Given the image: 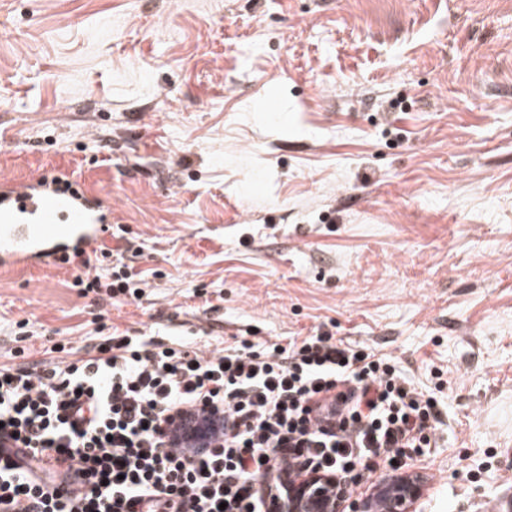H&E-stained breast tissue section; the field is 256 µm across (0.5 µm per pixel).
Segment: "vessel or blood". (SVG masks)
Returning a JSON list of instances; mask_svg holds the SVG:
<instances>
[{
	"label": "vessel or blood",
	"mask_w": 512,
	"mask_h": 512,
	"mask_svg": "<svg viewBox=\"0 0 512 512\" xmlns=\"http://www.w3.org/2000/svg\"><path fill=\"white\" fill-rule=\"evenodd\" d=\"M112 199L85 196L61 183L0 180V269L57 262L105 239Z\"/></svg>",
	"instance_id": "1"
}]
</instances>
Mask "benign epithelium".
I'll return each mask as SVG.
<instances>
[{
    "mask_svg": "<svg viewBox=\"0 0 512 512\" xmlns=\"http://www.w3.org/2000/svg\"><path fill=\"white\" fill-rule=\"evenodd\" d=\"M423 496L424 481L416 472L386 477L358 496L332 475L303 473L292 478L268 512H415Z\"/></svg>",
    "mask_w": 512,
    "mask_h": 512,
    "instance_id": "benign-epithelium-1",
    "label": "benign epithelium"
}]
</instances>
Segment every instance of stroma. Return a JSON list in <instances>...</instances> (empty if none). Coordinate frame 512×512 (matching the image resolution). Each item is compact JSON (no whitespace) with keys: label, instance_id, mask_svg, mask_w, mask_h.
<instances>
[{"label":"stroma","instance_id":"obj_1","mask_svg":"<svg viewBox=\"0 0 512 512\" xmlns=\"http://www.w3.org/2000/svg\"><path fill=\"white\" fill-rule=\"evenodd\" d=\"M72 169L151 286L0 270V364L321 326L444 400L423 512L512 500V0H0V179Z\"/></svg>","mask_w":512,"mask_h":512}]
</instances>
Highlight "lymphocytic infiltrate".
I'll return each instance as SVG.
<instances>
[{"instance_id": "obj_1", "label": "lymphocytic infiltrate", "mask_w": 512, "mask_h": 512, "mask_svg": "<svg viewBox=\"0 0 512 512\" xmlns=\"http://www.w3.org/2000/svg\"><path fill=\"white\" fill-rule=\"evenodd\" d=\"M69 262L100 300L148 286L121 263ZM51 350L0 365V512H265L259 478L395 472L441 420L393 361L329 331L207 356L101 323Z\"/></svg>"}]
</instances>
